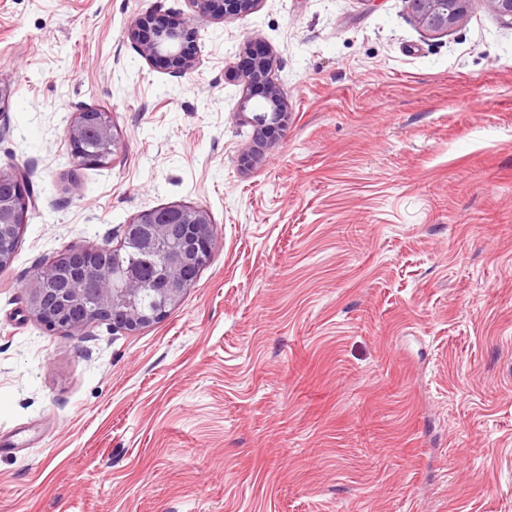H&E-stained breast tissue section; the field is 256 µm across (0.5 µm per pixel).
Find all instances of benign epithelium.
Listing matches in <instances>:
<instances>
[{"label": "benign epithelium", "mask_w": 512, "mask_h": 512, "mask_svg": "<svg viewBox=\"0 0 512 512\" xmlns=\"http://www.w3.org/2000/svg\"><path fill=\"white\" fill-rule=\"evenodd\" d=\"M256 0H193L199 12L224 21L249 13ZM469 0H409L415 21L431 32H446L465 14ZM194 34L192 20L174 24L159 14L129 27L128 38L143 58L160 61L170 72L181 76L197 65L189 43ZM274 59L256 39L243 47L241 76L247 85L244 101L255 96L266 105L264 115L252 119L256 126V147L241 154L250 163L258 147H270L288 125V105L279 85L272 77ZM97 126L100 137L116 143L110 113L78 112L66 130L69 142L78 141L86 127ZM26 177L18 172H0V236L25 222L29 211V189ZM130 246L145 250H163L167 255L169 275L160 282L155 293V308L147 312L139 306L141 283L129 272L114 271L95 280L92 292L97 306L84 310V278L100 267L98 257L105 248H75L62 259L42 268L27 284V304L36 320L50 330L79 333L87 323L76 319L81 313L98 321H108L116 313L122 315V329L134 333L166 317L192 285L189 271L206 264L211 257L215 234L208 212L201 207L170 206L141 213L125 225Z\"/></svg>", "instance_id": "1"}]
</instances>
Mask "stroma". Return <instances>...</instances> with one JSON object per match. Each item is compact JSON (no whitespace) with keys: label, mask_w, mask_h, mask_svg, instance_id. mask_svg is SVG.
<instances>
[{"label":"stroma","mask_w":512,"mask_h":512,"mask_svg":"<svg viewBox=\"0 0 512 512\" xmlns=\"http://www.w3.org/2000/svg\"><path fill=\"white\" fill-rule=\"evenodd\" d=\"M193 18L176 77L128 39ZM288 103L252 164L238 54ZM0 171L36 200L0 270V512H512V19L407 0H0ZM119 148L82 165L75 113ZM201 207L210 261L137 332L50 331L37 268ZM199 12L222 21L242 17L249 13L257 0H192ZM415 21L431 32H447L465 14L469 0H409ZM90 124L97 126L100 137L111 142L116 147V137L113 130L110 113L101 112H78L70 122L66 130V138L71 144L73 156H79L83 164L104 165L112 160L113 153L104 146L92 143L75 144L83 135L86 127Z\"/></svg>","instance_id":"obj_1"}]
</instances>
